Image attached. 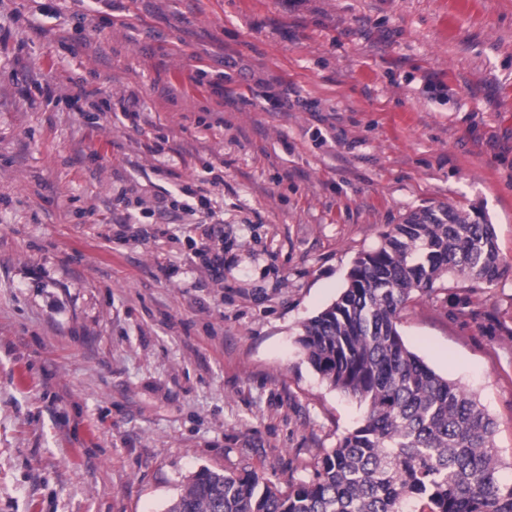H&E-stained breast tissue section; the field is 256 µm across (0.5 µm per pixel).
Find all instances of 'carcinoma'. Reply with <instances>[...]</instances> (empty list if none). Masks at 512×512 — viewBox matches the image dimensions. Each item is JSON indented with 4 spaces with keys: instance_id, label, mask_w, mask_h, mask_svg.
<instances>
[{
    "instance_id": "cac0c4a2",
    "label": "carcinoma",
    "mask_w": 512,
    "mask_h": 512,
    "mask_svg": "<svg viewBox=\"0 0 512 512\" xmlns=\"http://www.w3.org/2000/svg\"><path fill=\"white\" fill-rule=\"evenodd\" d=\"M494 227L451 204L409 213L359 255L334 303L302 326L305 358L331 388L366 407L364 422L284 493L254 473H193L166 512H512L497 479L494 421L476 398L404 344L399 310L461 276L499 275Z\"/></svg>"
}]
</instances>
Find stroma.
<instances>
[{"label": "stroma", "mask_w": 512, "mask_h": 512, "mask_svg": "<svg viewBox=\"0 0 512 512\" xmlns=\"http://www.w3.org/2000/svg\"><path fill=\"white\" fill-rule=\"evenodd\" d=\"M84 84L144 112L166 166L121 112L70 108ZM210 165L222 277L170 214L110 240L123 191ZM442 203L493 224L500 275L397 327L494 420L510 485L512 0H0V512H165L201 468L312 479L365 408L302 325Z\"/></svg>", "instance_id": "35a3bbf8"}]
</instances>
